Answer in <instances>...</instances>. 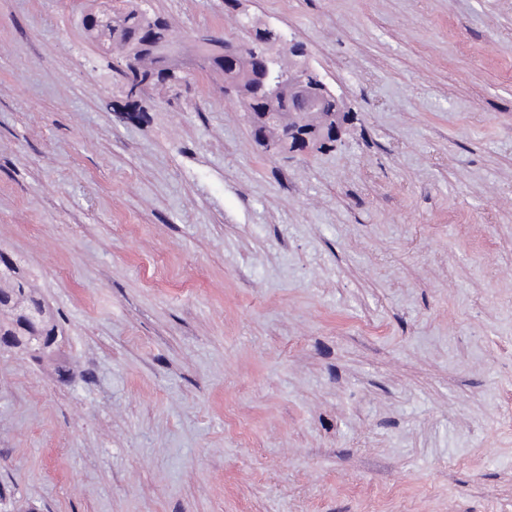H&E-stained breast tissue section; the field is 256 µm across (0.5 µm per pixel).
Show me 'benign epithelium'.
<instances>
[{"instance_id": "1", "label": "benign epithelium", "mask_w": 512, "mask_h": 512, "mask_svg": "<svg viewBox=\"0 0 512 512\" xmlns=\"http://www.w3.org/2000/svg\"><path fill=\"white\" fill-rule=\"evenodd\" d=\"M267 62L256 79L248 86L232 80L237 73L251 69L250 56L243 54L235 45L225 53L226 73L224 92L239 100L252 125L258 129L259 142L271 151L279 153H310L319 150L326 140L340 138L347 112L326 83L322 73L306 59L304 49L296 42L280 36L275 41H266ZM126 57L133 60L142 53H148L161 61L171 75L174 85L180 88L185 80L180 74L186 72L175 42L164 45L150 42L128 43ZM288 54V70L280 72L275 65L282 63V55ZM286 98H300L305 101L303 112H281L279 103ZM328 98L336 102V111L326 118L322 115L321 104Z\"/></svg>"}]
</instances>
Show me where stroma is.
<instances>
[{"label": "stroma", "instance_id": "1", "mask_svg": "<svg viewBox=\"0 0 512 512\" xmlns=\"http://www.w3.org/2000/svg\"><path fill=\"white\" fill-rule=\"evenodd\" d=\"M100 3L0 0V250L66 338L0 351V512H512V0H151L304 45L348 118L295 156L210 70L128 107Z\"/></svg>", "mask_w": 512, "mask_h": 512}]
</instances>
